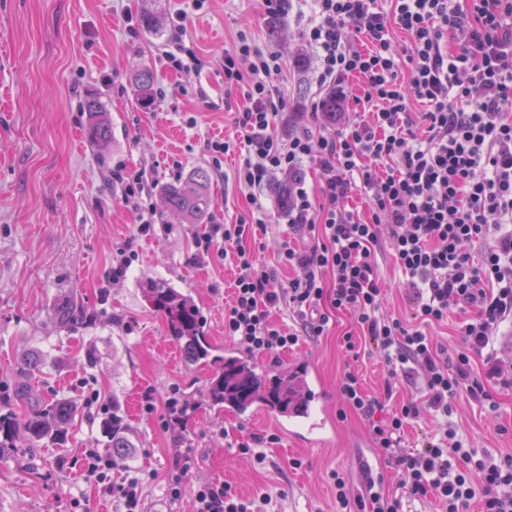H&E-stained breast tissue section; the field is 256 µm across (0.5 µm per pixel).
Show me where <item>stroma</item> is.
Wrapping results in <instances>:
<instances>
[{"label": "stroma", "instance_id": "stroma-1", "mask_svg": "<svg viewBox=\"0 0 512 512\" xmlns=\"http://www.w3.org/2000/svg\"><path fill=\"white\" fill-rule=\"evenodd\" d=\"M157 12L162 30L146 31L145 11ZM187 11L184 41L199 66L167 68L164 52L170 28ZM259 0H209L193 12L187 0H0V384L12 395L7 403L27 415L33 401L82 396L93 382L104 403L118 401L132 442L122 476L151 474L144 512H192L196 481L229 482L246 496L268 495L264 512H336L331 470L347 475L353 495L364 490L367 468L381 456L373 448L366 421L345 411L338 384L346 368L358 370L364 391L383 394L387 366L356 337L347 353L342 335L353 326L349 314L337 316L328 335L304 340L278 356L252 355L258 373L284 369L316 370L326 390L325 410L335 433L323 445L309 447L281 432L279 414L263 405L253 415L203 404L173 425L165 402L201 395L219 367L191 366L179 356L166 323L145 298V281L164 280L188 293L204 316L213 355L235 343L224 334V306L235 278L232 259L218 253L198 255L195 241L211 225L233 224L260 200L271 215L266 234L247 240L269 264L278 262L288 236V219L278 213L273 184L247 191L233 179L234 158L214 164L205 140L237 137L233 114L224 106L221 59L239 30L256 44L282 55L279 82L288 108L276 130L291 134L319 130L325 121L311 115L322 95L313 72L298 74L296 54L305 47L292 18L280 36H272ZM151 68L156 95L142 104L135 74ZM306 97H299L300 87ZM100 100L112 139L105 158L88 141L85 100ZM211 174L214 204L206 223L186 224L165 212L159 190L187 177L194 167ZM145 171L148 199L156 218L148 234H138L136 214L126 207L119 168ZM138 258L125 276L112 280V263L126 241ZM378 274L384 289L382 312L409 317L406 280L390 260ZM78 298L93 313L92 323L73 330L61 325L59 306ZM94 345L97 363L87 367L84 351ZM39 357V371L29 358ZM156 398L146 411V393ZM500 405L491 415L467 397L454 406L452 423L472 447L492 454H512V389L495 393ZM101 415L88 411L76 420L66 444L19 446L0 456V512H73V499L90 512H120L88 476L82 451L101 445ZM252 434H274L264 447V462L236 454L239 441ZM192 468L182 496L170 501L168 479L182 456ZM302 459L291 468V459Z\"/></svg>", "mask_w": 512, "mask_h": 512}]
</instances>
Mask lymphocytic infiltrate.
I'll list each match as a JSON object with an SVG mask.
<instances>
[{
  "instance_id": "obj_1",
  "label": "lymphocytic infiltrate",
  "mask_w": 512,
  "mask_h": 512,
  "mask_svg": "<svg viewBox=\"0 0 512 512\" xmlns=\"http://www.w3.org/2000/svg\"><path fill=\"white\" fill-rule=\"evenodd\" d=\"M265 13L295 16L300 35L315 54L316 83L336 87L349 76L362 80L354 111L338 129L279 135L275 120L286 99L273 83L283 71L279 55L260 49L239 31L224 52V96L236 98L233 140L210 139L212 160L236 151L234 172L243 189L269 176L314 161L322 175L319 196L291 184L288 223L302 248L283 241L280 262L297 267L287 286L276 268L244 240L265 231L270 215L255 203L249 217L213 225L196 241L200 252L223 247L237 268L224 334L245 353L275 354L301 337L324 336L336 313L353 314L357 326L391 369L411 370L426 403L400 401L376 419L383 398L367 396L354 369L338 386L343 402L369 422L375 448L400 471V492L381 495L374 479L352 497L344 474L329 480L336 512H404L409 501L435 497L444 512H512V454L472 448L451 423L458 395L468 394L497 413L496 388H512V356L498 336L512 326V0H262ZM116 178L124 201L149 232L154 212L143 171ZM368 201V217L347 204L350 189ZM390 255L407 278L412 320L381 314L379 260ZM288 306L295 328L277 325L273 309ZM471 311L459 342L447 347L427 329L444 323L452 309ZM482 362L473 373V359ZM443 417L436 441L406 452L404 429L424 412ZM87 474L123 512H143L146 483L114 480L121 464L87 449ZM268 497H244L228 482H198L193 512H259Z\"/></svg>"
}]
</instances>
